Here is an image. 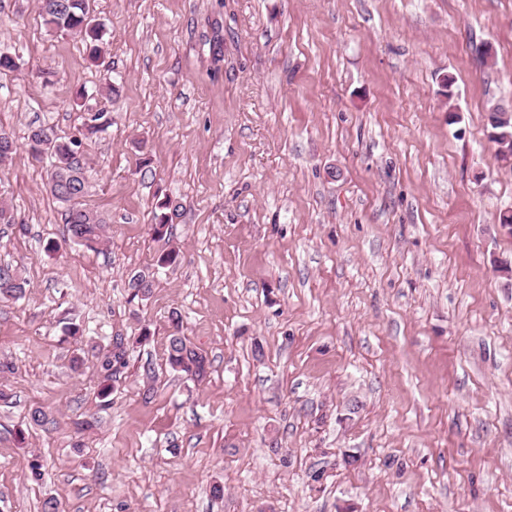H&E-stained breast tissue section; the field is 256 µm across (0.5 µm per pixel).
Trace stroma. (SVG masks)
Instances as JSON below:
<instances>
[{"label":"stroma","mask_w":512,"mask_h":512,"mask_svg":"<svg viewBox=\"0 0 512 512\" xmlns=\"http://www.w3.org/2000/svg\"><path fill=\"white\" fill-rule=\"evenodd\" d=\"M95 9L99 66L35 0H0V268L27 282L0 300V512H512V165L487 129L512 104V0ZM91 109L112 117L82 145L94 251L26 146ZM164 194L174 268L155 264ZM175 313L202 382L167 363ZM119 336L104 399L92 349ZM156 208L159 210V214H156V223L151 226L152 235L158 241L165 242L167 239L168 242L171 235L169 229L174 221L182 215L180 213L182 206L169 196L164 195L163 198L157 200Z\"/></svg>","instance_id":"35a3bbf8"}]
</instances>
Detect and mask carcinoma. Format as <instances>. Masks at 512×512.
Here are the masks:
<instances>
[{
	"mask_svg": "<svg viewBox=\"0 0 512 512\" xmlns=\"http://www.w3.org/2000/svg\"><path fill=\"white\" fill-rule=\"evenodd\" d=\"M37 8L43 24L50 32H67L82 40L89 46L90 61L99 66L103 59V37L105 24L92 17L90 0H37ZM112 123L110 113L100 110L93 118L84 124L83 136L88 137L105 131ZM489 138L493 143L501 142L507 138L512 140V107L497 104L488 116ZM39 136L36 130L28 135V145L32 154L40 157L44 154L51 158V169L64 178L50 188L51 195L64 208V224L67 231L81 245L95 250L102 240L104 221L83 206V197L66 199L64 195L71 193L74 188L73 175L83 171L82 156L78 154L81 143L71 144L57 138L45 136V147L39 149L35 146V137ZM156 223L151 225L154 239L164 241L169 238V229L174 221L181 216L182 206L165 196L157 200ZM152 280L150 274L138 272L128 281L131 299L144 300L150 293ZM25 281L12 276L7 271H0V296L19 299L23 296ZM180 315L176 312L171 315L174 332L169 338L168 364L171 369L184 376L201 381L206 378L210 361L206 354L187 342L180 335ZM124 341L116 339L111 349L96 355L99 371L103 379L100 396L108 397L111 390V381L121 368L126 365Z\"/></svg>",
	"mask_w": 512,
	"mask_h": 512,
	"instance_id": "1",
	"label": "carcinoma"
}]
</instances>
